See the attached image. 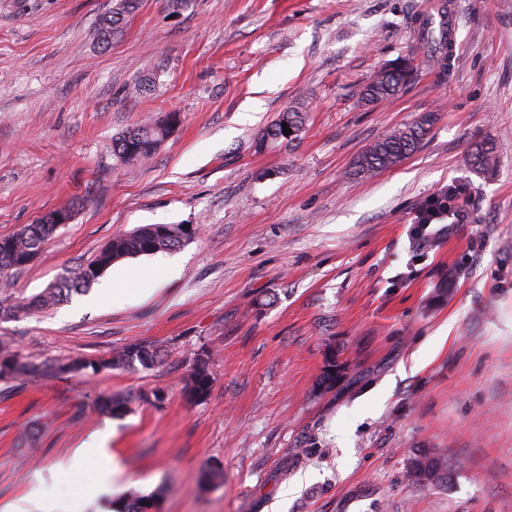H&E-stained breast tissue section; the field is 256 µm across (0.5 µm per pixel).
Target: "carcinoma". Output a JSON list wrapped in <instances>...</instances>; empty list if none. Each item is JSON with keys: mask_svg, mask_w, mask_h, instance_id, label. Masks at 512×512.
Masks as SVG:
<instances>
[{"mask_svg": "<svg viewBox=\"0 0 512 512\" xmlns=\"http://www.w3.org/2000/svg\"><path fill=\"white\" fill-rule=\"evenodd\" d=\"M137 8V0H117L113 10L101 19L100 32L109 36L118 29L123 17ZM447 34L426 42V47L417 48L411 54L395 59L397 66L387 65L377 71L361 90V98L367 103L377 104L387 101L404 92L417 76L419 64L440 65L441 73L447 74ZM434 113H426L416 120L406 123L363 151L354 162L358 175L372 176L375 173L398 166L416 152L423 143L429 128L435 123ZM289 126L292 133L285 134L283 126ZM304 130L303 114L295 109L283 112L277 120L263 130L259 144L286 141L292 143L301 138ZM169 133L168 119L156 121L145 119L135 127L125 131L112 141V154L123 162L147 161L153 157L160 143ZM468 163L480 171L492 170L497 166L496 147L491 141L473 145L467 155ZM58 230L44 216L35 224L25 225L19 232L0 237V318L11 319L23 313L52 309L70 299L74 294L86 291L90 285L112 263L124 257L149 255L159 251L172 250L180 246L185 232L181 227L170 224H148L134 232L113 238L85 265L60 277L49 288L30 298L14 295L10 275L24 269L39 254L45 243ZM162 346L144 341L129 343L112 352L104 360L66 359L52 362H38L23 359L0 343V366L9 370L11 378H36L44 374H87L103 369H125L141 366L149 369L160 360ZM211 388V374L207 352H202L195 360L189 376L188 393L195 400L207 397ZM146 400V395L131 393H110L101 396L96 405L99 411L111 416H122L131 410L135 400ZM407 478L414 484L444 486L452 480V470L448 460L431 451H422L414 456L407 470ZM152 503L135 491L129 492L124 512H148Z\"/></svg>", "mask_w": 512, "mask_h": 512, "instance_id": "obj_1", "label": "carcinoma"}]
</instances>
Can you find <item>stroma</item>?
Returning a JSON list of instances; mask_svg holds the SVG:
<instances>
[{
  "label": "stroma",
  "instance_id": "1",
  "mask_svg": "<svg viewBox=\"0 0 512 512\" xmlns=\"http://www.w3.org/2000/svg\"><path fill=\"white\" fill-rule=\"evenodd\" d=\"M458 12L447 74L359 99L410 54L412 17ZM113 0H0V236L67 207L12 278L30 297L146 224L187 226L177 249L115 261L53 310L0 320L38 359L109 358L140 340L153 368L0 381V512L37 477L70 512H108L50 471L94 432L152 512H512V0H140L110 39ZM143 83L147 93L132 89ZM301 140L259 144L281 112ZM147 162L112 140L169 112ZM428 112L420 149L371 177L357 157ZM494 141L498 167L466 155ZM464 186L459 223L419 247V205ZM120 285L105 302L104 283ZM208 353L211 390L186 391ZM336 364V388L318 386ZM161 404L100 413L103 393ZM445 456L448 486L409 482L415 453ZM220 464L224 482H200Z\"/></svg>",
  "mask_w": 512,
  "mask_h": 512
}]
</instances>
